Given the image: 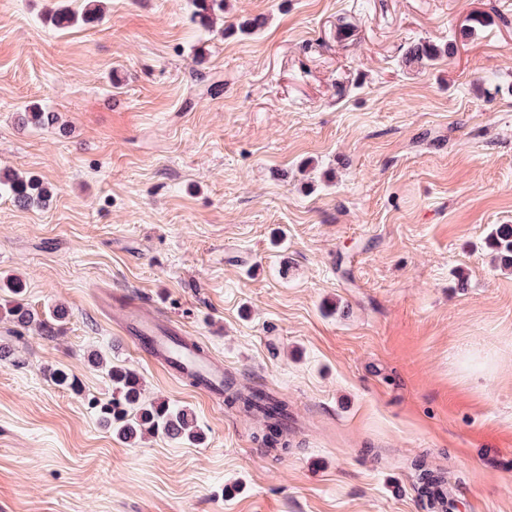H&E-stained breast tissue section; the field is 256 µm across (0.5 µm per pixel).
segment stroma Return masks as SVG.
<instances>
[{
    "instance_id": "35a3bbf8",
    "label": "stroma",
    "mask_w": 512,
    "mask_h": 512,
    "mask_svg": "<svg viewBox=\"0 0 512 512\" xmlns=\"http://www.w3.org/2000/svg\"><path fill=\"white\" fill-rule=\"evenodd\" d=\"M0 0V279L62 306L56 336L0 317V512H512V0ZM264 18L254 33L240 22ZM420 41L441 56L407 59ZM36 103L50 126L20 127ZM160 310L287 401V451L138 350L101 290ZM192 409L200 444L99 421L90 352ZM79 391L56 387L55 369ZM99 2L100 0H84V6L80 13L69 9L68 5H60L52 11L50 21L60 29L68 28L79 20L90 21L99 11ZM194 17L204 27H212L224 12V0H192ZM2 190L11 196L15 204L25 208L42 205L49 198V191L39 178H23L0 170V193ZM490 246L495 250L500 262L512 266V225L500 224L492 231ZM414 470V486L421 501L431 512H448V492H444L448 489V481L443 473L430 468L424 460L416 461Z\"/></svg>"
}]
</instances>
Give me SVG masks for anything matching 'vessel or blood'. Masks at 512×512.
Segmentation results:
<instances>
[{
    "mask_svg": "<svg viewBox=\"0 0 512 512\" xmlns=\"http://www.w3.org/2000/svg\"><path fill=\"white\" fill-rule=\"evenodd\" d=\"M122 316L123 328L139 350L165 364L175 375L195 378L207 397H223L224 365L220 360L184 343L174 326L163 322L154 311L126 307Z\"/></svg>",
    "mask_w": 512,
    "mask_h": 512,
    "instance_id": "vessel-or-blood-1",
    "label": "vessel or blood"
}]
</instances>
